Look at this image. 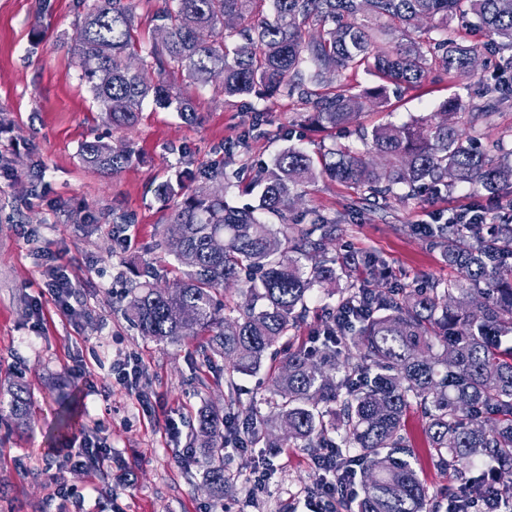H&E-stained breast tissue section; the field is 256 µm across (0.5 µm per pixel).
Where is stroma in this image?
I'll return each instance as SVG.
<instances>
[{
  "label": "stroma",
  "instance_id": "obj_1",
  "mask_svg": "<svg viewBox=\"0 0 512 512\" xmlns=\"http://www.w3.org/2000/svg\"><path fill=\"white\" fill-rule=\"evenodd\" d=\"M86 10L85 0H0V380L24 382L33 401L28 426L0 424V512H212L216 504L194 461L190 426L202 408L223 409L224 365H206L193 343L166 345L141 336L121 311L125 280L134 270L156 268L162 287L184 272L171 253L154 246L174 206L158 198L157 186L217 161L226 171L248 174L288 147L317 156L334 141L356 145L361 131L437 111L456 94L478 111L483 102L473 87L493 81L497 64L512 51L481 52L467 77L432 70L421 87L392 95L388 107L367 109L355 131L335 138L304 122L309 108L296 99L228 100L217 81L194 90L195 122L148 103L137 125L121 133L93 104L67 52ZM257 109L266 112L261 134L244 150L224 154L223 145L249 127ZM96 136L129 140L133 163L114 176L84 166L79 146ZM489 203L459 188L427 192L408 204L392 197L371 205L322 175L306 185L293 212L313 210L335 220L334 250L376 252L392 280L409 284L425 276L445 282L455 272L404 226L443 222ZM119 228L130 245L117 244ZM56 263L77 284L69 315L47 292ZM131 355L143 361L133 393L112 375L114 364ZM79 366L86 378L75 376ZM64 393L71 394L83 428L108 451L96 470L71 467L51 449ZM170 420L177 433L167 430ZM405 429L431 493L455 486L453 471L431 456L417 412L408 413ZM258 455L255 448L244 458L225 449L235 480L218 505L228 512H308L305 495L319 477L308 453L291 448L269 455L260 492L244 464ZM53 468L64 478L65 494L54 492Z\"/></svg>",
  "mask_w": 512,
  "mask_h": 512
}]
</instances>
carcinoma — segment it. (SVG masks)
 Listing matches in <instances>:
<instances>
[{"label":"carcinoma","mask_w":512,"mask_h":512,"mask_svg":"<svg viewBox=\"0 0 512 512\" xmlns=\"http://www.w3.org/2000/svg\"><path fill=\"white\" fill-rule=\"evenodd\" d=\"M137 2L93 0L70 45L80 82L116 130L135 126L149 100L194 119L190 96L164 78L171 72L195 87L220 78L226 98L295 97L312 108L311 124L334 130L420 85L434 68L471 74L479 46L459 39L450 28L455 19L512 49V0H161L146 46L135 35ZM425 19L436 35L413 36ZM359 69L377 82L359 92L332 87ZM511 69L512 57L495 83L483 85L487 111L469 113L467 128L459 125L463 99L453 96L437 115L361 132L364 145L384 157L381 167L343 144L326 148L318 167L307 153L284 149L256 164L249 191L259 189L257 205L245 208L214 191L224 180L222 162L189 175L196 183L190 191L180 181L158 185L161 198H181L160 245L187 271L161 288L144 269L123 311L156 342L206 337L207 360L224 363L227 406L200 412L194 438L210 496L232 489L224 474L229 446L304 448L314 458L335 448L336 468L361 476V492L342 502L343 512H439L404 432L412 409L432 456L454 468L459 485L485 488L471 476L478 462L512 474V223L501 221L490 235L477 222L411 226L458 276L393 288L379 286L385 263L377 255H328L333 220L317 214L308 224L286 223L302 187L320 173L355 186L366 201H416L426 187L451 193L460 185L495 195L512 185V144L484 149L477 138L480 119L512 107ZM79 156L116 175L134 150L96 138L82 143ZM258 211L279 223L261 221ZM342 273L350 281L325 307L320 355L301 345L278 356L274 345L306 318L313 290ZM231 284L242 285L241 301L226 315L218 296ZM264 368L269 398L262 412L237 397L235 376ZM69 398L57 413L61 437L81 430ZM9 413L18 425L30 419L21 382L10 386ZM493 489L483 496L488 512L497 499L512 500V479H496Z\"/></svg>","instance_id":"obj_1"}]
</instances>
